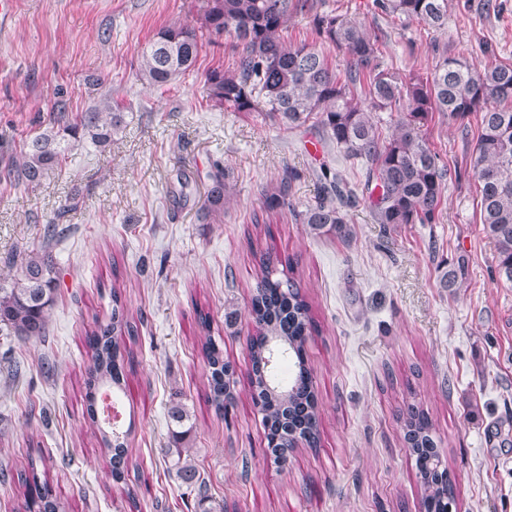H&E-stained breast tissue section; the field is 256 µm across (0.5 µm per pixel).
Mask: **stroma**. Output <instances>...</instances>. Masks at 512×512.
<instances>
[{
    "instance_id": "1",
    "label": "stroma",
    "mask_w": 512,
    "mask_h": 512,
    "mask_svg": "<svg viewBox=\"0 0 512 512\" xmlns=\"http://www.w3.org/2000/svg\"><path fill=\"white\" fill-rule=\"evenodd\" d=\"M498 2L493 12L485 0H448L440 28L402 23L373 0H314V9L377 34L382 67L406 80L446 57L512 64V0ZM206 7L14 0L0 31V282L33 252H48L59 274L44 336L24 339L0 325V468L43 462L70 512H127L132 494L141 512H423L400 419L417 404L447 455L457 512H512V284L498 277L477 207L478 117L437 115L424 127L448 168L438 222L376 223L366 165L347 159L319 124L291 128L261 111L211 106L205 74L231 65L233 38L203 42L194 72L166 87L140 79L142 46L162 27L196 23ZM107 95L125 106L110 147H71L40 185H16L24 143L52 127L57 105L73 117ZM322 167L357 195L342 208L349 242L314 234L288 213L248 240L263 185L293 170L290 198L301 208L320 197ZM219 168L230 197L204 221ZM260 251L297 260L317 323L309 355L322 443L297 448L283 468L266 458L248 386ZM461 257L463 286L441 288V270ZM116 285L138 329L123 404L134 414L128 450L150 480L147 496L136 480L113 483L83 400L92 364L85 333L108 321ZM198 303L236 368V403L225 417L204 401ZM175 405L187 414L177 440ZM181 458L198 469V484L181 479Z\"/></svg>"
}]
</instances>
